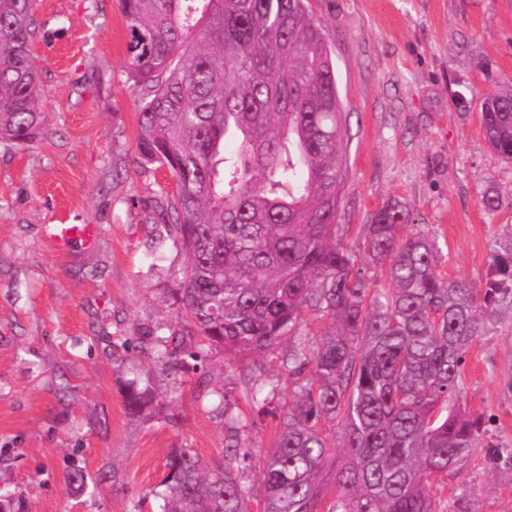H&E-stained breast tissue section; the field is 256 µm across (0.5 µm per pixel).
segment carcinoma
Segmentation results:
<instances>
[{
  "label": "carcinoma",
  "instance_id": "obj_1",
  "mask_svg": "<svg viewBox=\"0 0 512 512\" xmlns=\"http://www.w3.org/2000/svg\"><path fill=\"white\" fill-rule=\"evenodd\" d=\"M37 0H0V141L44 132L31 47ZM129 78L141 92L137 153L162 169L161 217L187 255L170 307L182 335L141 336L153 359L183 368L195 354L235 363L281 351L291 399L272 448L256 454L241 432L281 394L245 382L254 417L236 413L234 388L214 392L229 444L202 466L175 448L150 495L162 512H475L474 489L442 496L479 447L484 418L463 403L465 357L487 318L512 305V247L493 249L481 283L444 272L439 238L403 233L397 201L374 215L353 250L336 241L348 151L343 101L324 26L306 0H121ZM491 150L512 163V81L479 102ZM237 149L224 150L227 141ZM487 213L501 207L483 191ZM385 268L370 289L361 265ZM332 321L312 336L305 312ZM150 384L132 382L125 407L155 406ZM257 472L245 479L242 464Z\"/></svg>",
  "mask_w": 512,
  "mask_h": 512
}]
</instances>
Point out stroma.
I'll return each mask as SVG.
<instances>
[{"label":"stroma","instance_id":"1","mask_svg":"<svg viewBox=\"0 0 512 512\" xmlns=\"http://www.w3.org/2000/svg\"><path fill=\"white\" fill-rule=\"evenodd\" d=\"M333 49L345 106L348 173L339 222L345 244L386 203L445 243L449 276L485 279L493 241H512V167L484 140L475 108L454 92L482 94L512 80V0H309ZM33 55L41 73L45 134L0 142V496L25 512H157L149 491L175 448L202 464L223 455L214 390L244 376L291 381L269 353L228 368L209 352L198 369L171 373L141 352L145 330L180 327L167 291L187 257L152 245L153 208L170 180L144 171L136 152L139 93L128 77L119 0H39ZM495 187L503 205L478 199ZM48 224H95V245L55 251ZM467 407L487 432L460 473L476 512H512V310L491 318L469 349ZM151 383L169 424L129 417L127 381ZM75 468L84 490L67 486Z\"/></svg>","mask_w":512,"mask_h":512}]
</instances>
